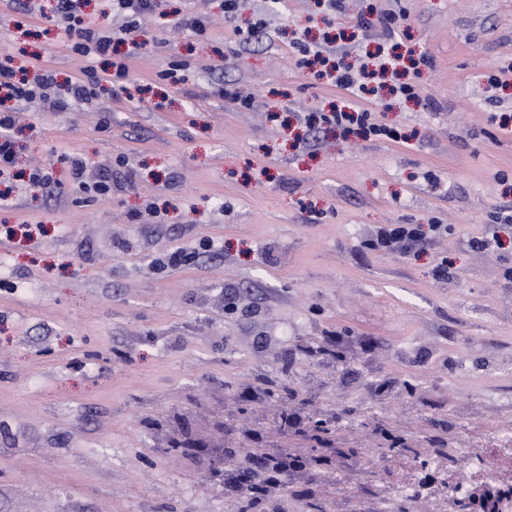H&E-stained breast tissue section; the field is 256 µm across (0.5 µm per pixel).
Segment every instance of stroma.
Wrapping results in <instances>:
<instances>
[{
  "label": "stroma",
  "instance_id": "obj_1",
  "mask_svg": "<svg viewBox=\"0 0 512 512\" xmlns=\"http://www.w3.org/2000/svg\"><path fill=\"white\" fill-rule=\"evenodd\" d=\"M36 2L0 0V57L78 76L55 0ZM393 10L420 97L366 106L401 140L306 123L347 93L301 45L332 38L335 61L357 64ZM191 14L204 36L182 28ZM143 25L134 98L18 104L0 180V225L17 229L0 234V512H239L234 464L219 478L167 446L218 417L225 448L284 463L251 512H366L398 477L375 425L422 450L512 426V223L490 224L512 206V0H243L232 16L224 0H159ZM74 155L119 188L75 189ZM47 162L52 185L31 184ZM386 224L448 231L368 249ZM494 232L503 248L477 247ZM176 251L190 262L159 267ZM285 410L335 416L342 454L314 465L279 435Z\"/></svg>",
  "mask_w": 512,
  "mask_h": 512
}]
</instances>
